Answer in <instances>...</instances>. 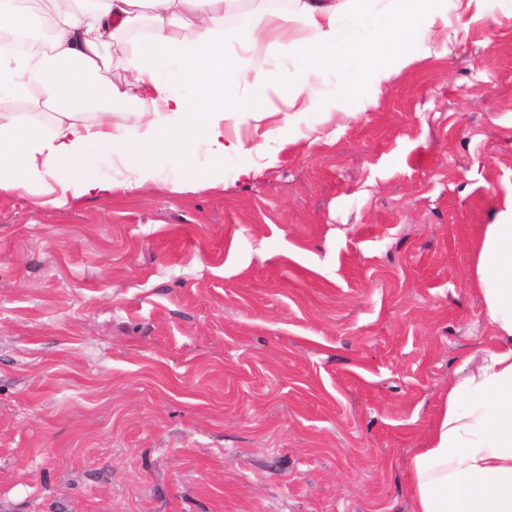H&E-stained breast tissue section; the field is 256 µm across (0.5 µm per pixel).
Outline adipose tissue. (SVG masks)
Wrapping results in <instances>:
<instances>
[{
  "instance_id": "ef3b65f1",
  "label": "adipose tissue",
  "mask_w": 512,
  "mask_h": 512,
  "mask_svg": "<svg viewBox=\"0 0 512 512\" xmlns=\"http://www.w3.org/2000/svg\"><path fill=\"white\" fill-rule=\"evenodd\" d=\"M362 0H290L287 9L251 0H48L37 15L18 0H0V32L29 31L37 18L50 29L49 51L23 54L0 41V194L38 193L45 206L67 197L122 195L158 181L161 162L177 163L191 183L224 184V159L244 151L236 131L243 116L254 124L272 116L268 104L251 98L268 86L255 57L269 38L289 40L305 68L287 89L281 121L312 104L309 75L319 64L343 77L374 68L380 55L405 64L407 39L447 23L448 0H387L391 23L368 47H336L343 36L338 12ZM178 26L196 38L180 41ZM246 35L252 55L240 62L224 46V29ZM121 50L127 78L112 81L114 50ZM180 69L187 91L172 90L168 76ZM232 81L243 94L224 98ZM30 102L42 113L18 112ZM148 105L139 122L127 124L123 107ZM122 167L103 181L88 165L92 150ZM472 288L482 299L495 333L463 379L449 386L437 424L406 472L411 512H512V211L486 225L473 257Z\"/></svg>"
}]
</instances>
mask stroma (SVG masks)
Wrapping results in <instances>:
<instances>
[{
	"label": "stroma",
	"mask_w": 512,
	"mask_h": 512,
	"mask_svg": "<svg viewBox=\"0 0 512 512\" xmlns=\"http://www.w3.org/2000/svg\"><path fill=\"white\" fill-rule=\"evenodd\" d=\"M466 20L315 73L221 188L0 194V512H411L512 205V0Z\"/></svg>",
	"instance_id": "1"
}]
</instances>
